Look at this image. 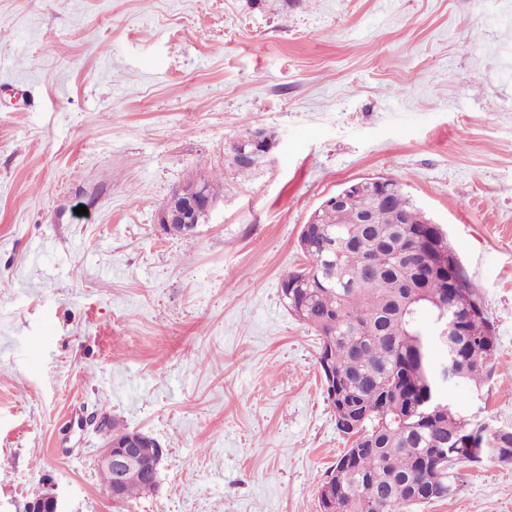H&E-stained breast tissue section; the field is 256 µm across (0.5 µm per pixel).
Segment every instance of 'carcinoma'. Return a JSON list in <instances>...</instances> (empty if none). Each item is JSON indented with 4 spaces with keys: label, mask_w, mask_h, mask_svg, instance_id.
Returning <instances> with one entry per match:
<instances>
[{
    "label": "carcinoma",
    "mask_w": 512,
    "mask_h": 512,
    "mask_svg": "<svg viewBox=\"0 0 512 512\" xmlns=\"http://www.w3.org/2000/svg\"><path fill=\"white\" fill-rule=\"evenodd\" d=\"M398 204L381 207L361 197L344 206L321 208L315 229L301 252L307 265L282 279L296 284L285 299L290 312L319 336V355L331 356L336 391H327L332 409L342 404L364 416L361 438L351 441L335 466L343 492L336 512H415L447 499L454 491L453 470L461 463H481L473 445L491 435V424L474 422L444 401L431 375L432 334L426 316L436 322L430 298L448 294V279L461 288L448 294L456 314L455 334L440 340L442 349L462 356L458 372L480 391L491 376L496 336L459 259L455 268L430 266V252L452 250L403 187ZM368 210L371 223L360 224ZM158 483L141 475L123 486L117 503L151 494Z\"/></svg>",
    "instance_id": "obj_1"
}]
</instances>
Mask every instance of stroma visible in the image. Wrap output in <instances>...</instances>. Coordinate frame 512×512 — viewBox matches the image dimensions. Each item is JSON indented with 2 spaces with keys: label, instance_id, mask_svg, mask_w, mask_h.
<instances>
[{
  "label": "stroma",
  "instance_id": "35a3bbf8",
  "mask_svg": "<svg viewBox=\"0 0 512 512\" xmlns=\"http://www.w3.org/2000/svg\"><path fill=\"white\" fill-rule=\"evenodd\" d=\"M248 126L278 144L242 176ZM379 175L493 325L481 394L444 395L512 426V0H0V512H320L346 440L281 278L322 201ZM199 176L208 221L167 233ZM105 419L163 451L123 507ZM454 484L419 512H512V464ZM194 182L200 186H181L164 202L157 212V222L167 230L171 224L176 225L177 235L188 237L189 233H180L179 224L189 229H195L201 220H207L216 201H212L206 194L215 199L217 192L214 184L207 179H198ZM205 190V191H204ZM206 192V194H205Z\"/></svg>",
  "mask_w": 512,
  "mask_h": 512
}]
</instances>
